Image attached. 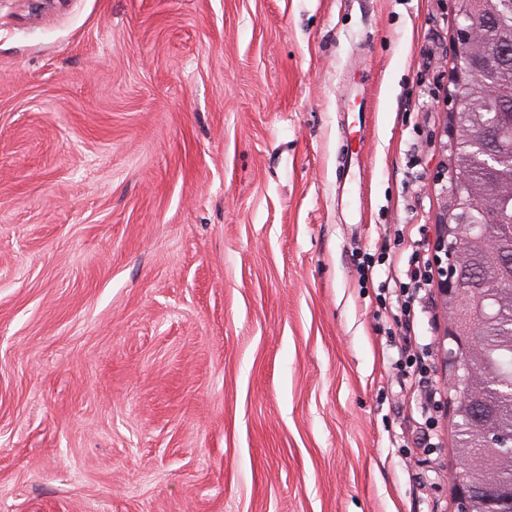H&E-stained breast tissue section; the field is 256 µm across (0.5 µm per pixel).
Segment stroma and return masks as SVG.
Wrapping results in <instances>:
<instances>
[{"label": "stroma", "instance_id": "35a3bbf8", "mask_svg": "<svg viewBox=\"0 0 512 512\" xmlns=\"http://www.w3.org/2000/svg\"><path fill=\"white\" fill-rule=\"evenodd\" d=\"M454 9L0 0V512H455ZM414 256L413 263L414 267L411 269L412 265L409 266L406 276L409 280L408 283H404L402 291L406 293L407 300L404 301L406 304L404 308V314L406 315L405 326L408 331L409 329V321H410V301L414 300L415 297H418L421 292H426L427 288L430 286V280L427 270L428 260L420 262V254L416 250L412 254Z\"/></svg>", "mask_w": 512, "mask_h": 512}]
</instances>
